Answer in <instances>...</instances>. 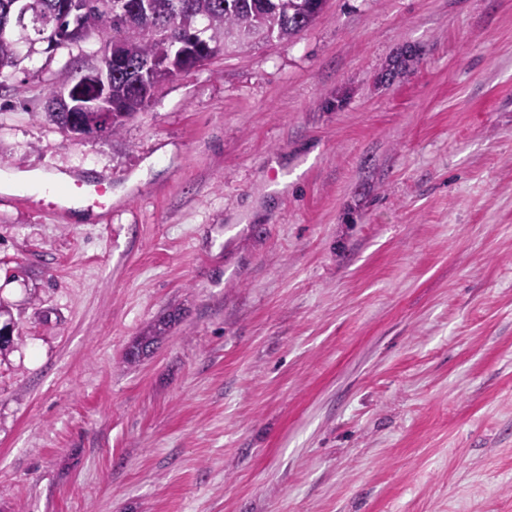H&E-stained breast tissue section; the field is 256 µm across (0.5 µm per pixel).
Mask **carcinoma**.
Returning <instances> with one entry per match:
<instances>
[{"mask_svg":"<svg viewBox=\"0 0 512 512\" xmlns=\"http://www.w3.org/2000/svg\"><path fill=\"white\" fill-rule=\"evenodd\" d=\"M154 1L163 12L176 14L188 10L194 20L193 28L172 29L167 21L160 20L151 28L129 26L115 12L117 3H135L141 9ZM89 6L81 18L72 21L64 9L65 0H0V12L13 3L27 6L25 18L20 23L0 28V62L15 65L18 44L46 41V36L58 37L56 49L78 44L94 36L104 47L114 40L120 41L119 51L127 66L138 68L156 57H174L180 71L196 69L220 53L239 50L249 42L229 37V33L247 32L259 35L275 34L279 41H290L308 27L323 10L326 0H88ZM86 31L83 37L73 36V24ZM150 102L144 90L131 85L129 79L119 74L112 77V105L117 109L112 120L111 132H117L125 120L144 110ZM161 328L139 337L126 353V363L132 365L153 351L160 340Z\"/></svg>","mask_w":512,"mask_h":512,"instance_id":"carcinoma-1","label":"carcinoma"}]
</instances>
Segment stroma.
<instances>
[{"mask_svg": "<svg viewBox=\"0 0 512 512\" xmlns=\"http://www.w3.org/2000/svg\"><path fill=\"white\" fill-rule=\"evenodd\" d=\"M0 76V512H512V0H327L117 133ZM163 325L130 365L138 336ZM70 178L64 173L43 174L40 171H12L1 177L6 187L15 189L23 187L50 186L56 189L69 183Z\"/></svg>", "mask_w": 512, "mask_h": 512, "instance_id": "stroma-1", "label": "stroma"}]
</instances>
